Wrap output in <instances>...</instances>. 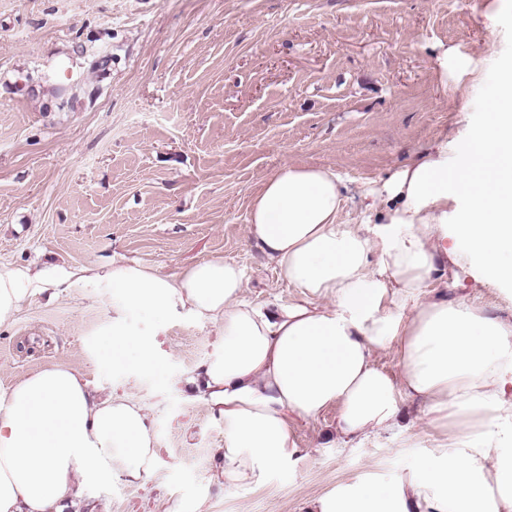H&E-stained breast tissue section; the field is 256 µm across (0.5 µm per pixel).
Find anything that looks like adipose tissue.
<instances>
[{
	"instance_id": "obj_1",
	"label": "adipose tissue",
	"mask_w": 512,
	"mask_h": 512,
	"mask_svg": "<svg viewBox=\"0 0 512 512\" xmlns=\"http://www.w3.org/2000/svg\"><path fill=\"white\" fill-rule=\"evenodd\" d=\"M469 130L462 163L441 138L364 194L343 221L345 184L325 167L282 165L255 195L256 247L287 279L291 299L267 311L244 296L242 268L221 258L173 275L137 262L82 268L106 277L129 308L185 313L219 325L222 353L185 379L186 397L224 423L221 488L260 485L298 453L297 421L336 408L348 443L394 429L420 400L428 439L418 467L388 484L341 481L311 512H512V323L463 298L434 297L440 264L468 265L512 293V69ZM48 270H0V328L32 290L58 289ZM396 348L397 374L373 352ZM458 420L446 434L449 420ZM157 462L139 398H101L76 370L49 366L14 384L0 406V512H81L91 482L138 484Z\"/></svg>"
}]
</instances>
